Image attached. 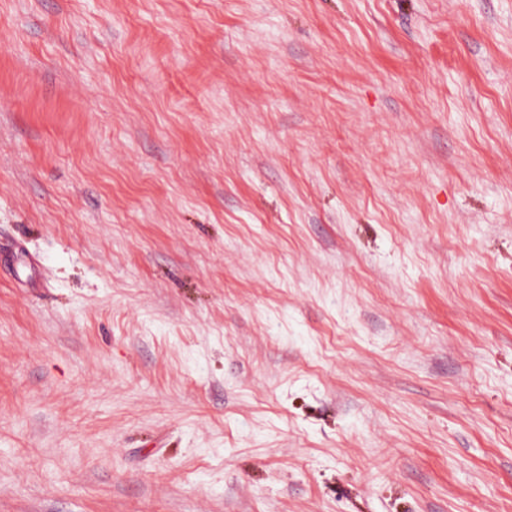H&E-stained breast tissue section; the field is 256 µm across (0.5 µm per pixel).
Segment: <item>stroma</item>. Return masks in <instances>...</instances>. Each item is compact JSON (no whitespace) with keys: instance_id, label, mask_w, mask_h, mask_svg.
Masks as SVG:
<instances>
[{"instance_id":"stroma-1","label":"stroma","mask_w":512,"mask_h":512,"mask_svg":"<svg viewBox=\"0 0 512 512\" xmlns=\"http://www.w3.org/2000/svg\"><path fill=\"white\" fill-rule=\"evenodd\" d=\"M0 512H512V0H0Z\"/></svg>"}]
</instances>
